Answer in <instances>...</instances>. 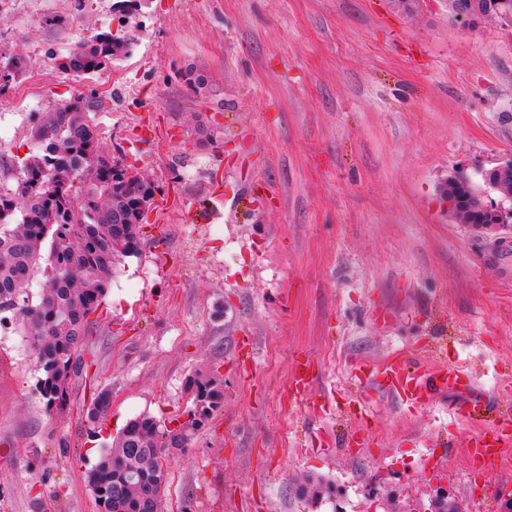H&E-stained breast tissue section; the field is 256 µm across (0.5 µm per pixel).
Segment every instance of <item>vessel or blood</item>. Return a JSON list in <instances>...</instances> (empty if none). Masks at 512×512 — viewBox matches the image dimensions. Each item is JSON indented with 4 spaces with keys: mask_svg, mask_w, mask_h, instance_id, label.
I'll list each match as a JSON object with an SVG mask.
<instances>
[{
    "mask_svg": "<svg viewBox=\"0 0 512 512\" xmlns=\"http://www.w3.org/2000/svg\"><path fill=\"white\" fill-rule=\"evenodd\" d=\"M387 388L407 402L425 403L435 393L449 390H467L472 379L462 365L440 364L433 370H419L407 359L396 356L383 365ZM512 452V412L500 415L496 425L489 431L476 435L471 442L473 463L484 464Z\"/></svg>",
    "mask_w": 512,
    "mask_h": 512,
    "instance_id": "b4317fda",
    "label": "vessel or blood"
}]
</instances>
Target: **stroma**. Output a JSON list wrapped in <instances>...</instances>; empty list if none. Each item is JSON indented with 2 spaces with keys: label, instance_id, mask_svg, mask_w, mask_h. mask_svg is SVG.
<instances>
[{
  "label": "stroma",
  "instance_id": "35a3bbf8",
  "mask_svg": "<svg viewBox=\"0 0 512 512\" xmlns=\"http://www.w3.org/2000/svg\"><path fill=\"white\" fill-rule=\"evenodd\" d=\"M54 11L0 10V52L31 62L0 96V154H32L49 102L93 95L104 150L156 195L88 318L67 411H47L26 337L0 338V512H98L104 446L138 415H186L197 376L224 400L170 458L164 512H433L442 488L483 512L512 487V457L469 458L512 403V226L458 223L442 199L456 172L512 160V26L454 20L448 0H141L128 52L74 80L51 55L118 20L85 0L59 31ZM395 354L464 365L483 420L453 392L410 408L358 381ZM308 482L333 493L297 496Z\"/></svg>",
  "mask_w": 512,
  "mask_h": 512
}]
</instances>
